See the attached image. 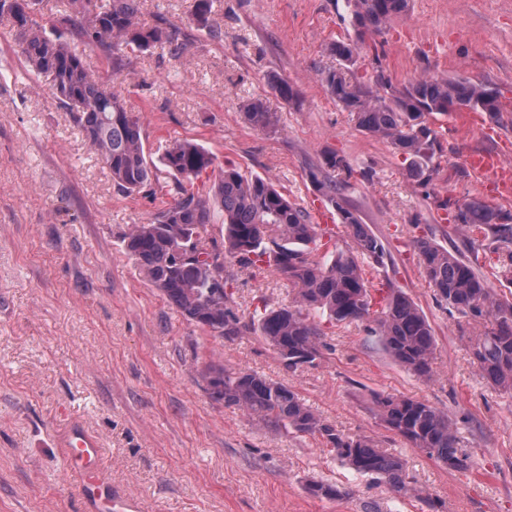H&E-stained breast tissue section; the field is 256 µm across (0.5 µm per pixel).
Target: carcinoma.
<instances>
[{
    "mask_svg": "<svg viewBox=\"0 0 512 512\" xmlns=\"http://www.w3.org/2000/svg\"><path fill=\"white\" fill-rule=\"evenodd\" d=\"M214 0H195L194 20L208 26ZM36 0H0V17L13 21L14 40L31 75L49 81L52 94L70 113L91 150L108 169L117 193L131 196L148 190L167 199L142 224H134L125 249L140 274L182 317L219 337L239 336L246 325L228 307L224 258L202 245L214 224H224V253L242 266H271L296 289L290 305H262L258 335L290 369L313 367L323 356L320 319L334 324H363L377 337L390 359L413 375H433L434 331L416 303L387 279L371 287L372 276L391 260L388 247L367 225L344 195L352 169L336 153L309 169L308 178L349 229L355 248L336 245L325 251L320 225L307 209L272 182L217 157L189 139L160 147L150 159L143 128L124 98L106 87L84 60L83 53L63 38L67 33L86 46L102 49L112 66H124L127 53L160 48L177 58L187 43L177 28L148 25L140 18V0H57L53 36L35 16ZM409 0H344L343 20L355 39L337 41L330 52L338 67L319 73L328 92L351 113L356 128L387 140L408 161L409 175L426 188L440 169L443 147L432 118L450 112H481L502 120L499 91L468 78L420 76L398 87L384 71L365 83L357 77L360 46L368 33H380L405 14ZM244 120L254 128L274 126L276 116L260 98L242 105ZM437 208L451 213L461 243L445 247L417 238V250L437 299L467 323L486 318L491 327L470 340V352L483 380L512 394V301L489 288L468 253L483 247L498 255V274L512 284V211L479 199L446 198ZM210 395L228 407L273 426L285 434L310 436L328 453L372 483L396 492L412 489L403 458L384 450L367 436H350L320 419L291 388L255 373L210 366ZM384 426L410 447L450 471L470 468L469 455L458 447L455 423L448 413L406 397L372 398ZM308 492L317 498H339L347 491L325 481H312Z\"/></svg>",
    "mask_w": 512,
    "mask_h": 512,
    "instance_id": "1",
    "label": "carcinoma"
}]
</instances>
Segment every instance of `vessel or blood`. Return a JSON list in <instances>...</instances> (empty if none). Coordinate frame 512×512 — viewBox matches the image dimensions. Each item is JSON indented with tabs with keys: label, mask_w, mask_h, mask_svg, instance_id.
Returning <instances> with one entry per match:
<instances>
[{
	"label": "vessel or blood",
	"mask_w": 512,
	"mask_h": 512,
	"mask_svg": "<svg viewBox=\"0 0 512 512\" xmlns=\"http://www.w3.org/2000/svg\"><path fill=\"white\" fill-rule=\"evenodd\" d=\"M71 471L80 479L81 512H139V503L131 494L112 485L102 464L97 437L82 425L70 424L61 437Z\"/></svg>",
	"instance_id": "vessel-or-blood-1"
}]
</instances>
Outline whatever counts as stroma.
<instances>
[{
  "label": "stroma",
  "mask_w": 512,
  "mask_h": 512,
  "mask_svg": "<svg viewBox=\"0 0 512 512\" xmlns=\"http://www.w3.org/2000/svg\"><path fill=\"white\" fill-rule=\"evenodd\" d=\"M192 3L141 0L144 22L187 36L181 57L156 48L116 69L90 49L87 64L140 116L147 151L194 140L284 187L311 216L329 205L309 167L327 153L343 156L354 172L346 194L393 257L389 277L435 331L433 377L417 379L353 324L325 326L322 360L292 372L253 331L225 339L185 320L124 247L159 200L115 191L47 82L27 75L0 18V512H80L57 443L73 421L99 436L113 484L137 494L142 512H427L422 500L356 475L311 437L212 399L207 368L218 363L280 382L337 429L400 453L445 512H512V396L479 377L472 327L436 300L412 247L419 237L447 244L453 225L437 200L477 198L512 211V196L470 162L478 152L512 161V0H411L361 46L358 75L367 83L381 69L396 83L463 76L499 90L502 122L475 112L437 116L444 156L426 189L386 140L357 130L319 79L337 65L331 43L353 36L336 0H215L218 41L194 22ZM273 73L296 100L271 88ZM254 97L275 113V127L244 121L241 106ZM224 276L246 325L259 303L295 296L265 266L228 260ZM374 392L449 413L471 469L448 470L408 447L370 412ZM313 480L347 494L314 497Z\"/></svg>",
  "instance_id": "35a3bbf8"
}]
</instances>
